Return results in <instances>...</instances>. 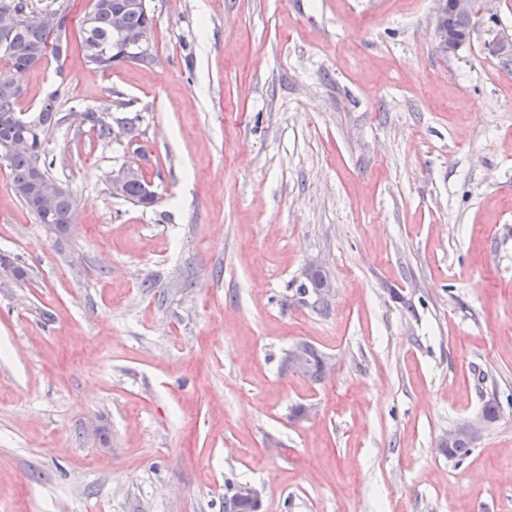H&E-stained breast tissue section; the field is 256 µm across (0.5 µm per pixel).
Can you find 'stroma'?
I'll list each match as a JSON object with an SVG mask.
<instances>
[{
  "instance_id": "stroma-1",
  "label": "stroma",
  "mask_w": 512,
  "mask_h": 512,
  "mask_svg": "<svg viewBox=\"0 0 512 512\" xmlns=\"http://www.w3.org/2000/svg\"><path fill=\"white\" fill-rule=\"evenodd\" d=\"M149 4L152 64L73 38L17 77L21 111L59 95L77 211L37 223L0 163V256L28 271L0 273V512H224L236 483L260 512H512V69L485 47L512 0L452 58L435 0ZM130 164L154 206L110 194ZM303 346V357L300 360V369L313 381L321 380L326 372L327 362L322 354L314 347ZM459 434H467L470 437L467 435H460L455 441ZM478 434V423L464 421L456 427L449 429L441 436L439 442L442 448L439 449L441 452H446V450L452 446L449 450L448 459L457 460L460 462L463 458L469 456L472 453L475 439L477 438ZM453 442L454 444L452 445Z\"/></svg>"
}]
</instances>
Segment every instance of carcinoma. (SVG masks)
I'll list each match as a JSON object with an SVG mask.
<instances>
[{
    "instance_id": "cac0c4a2",
    "label": "carcinoma",
    "mask_w": 512,
    "mask_h": 512,
    "mask_svg": "<svg viewBox=\"0 0 512 512\" xmlns=\"http://www.w3.org/2000/svg\"><path fill=\"white\" fill-rule=\"evenodd\" d=\"M10 10L25 15L12 35V48L0 50V61L10 63L16 72L27 70L51 56L55 60L63 54L50 50L59 34H53L41 27L38 18L45 13L57 14L65 20L70 14V6L63 3L55 7L39 9L32 0H0V12ZM153 14L135 0H94L89 11L84 14L80 25V45L88 61L102 70H110L124 62L137 61L149 64L153 57H138L128 52L127 40L130 36L142 32H152ZM20 90L11 84H0V144H10L28 138L24 126L14 120L17 115V101ZM40 127L39 138L29 142V146L11 153L7 158V169L15 194L25 208L40 224L48 226L57 233H64L73 223L76 213V200L68 190L61 192L53 201L52 207L41 205L40 198L33 193L37 179L52 181L48 168L46 142L49 133L60 126L65 117L57 107L39 109L34 113ZM90 129L96 132L98 139L110 138L108 125L102 122L94 112L83 113ZM146 181L139 170L132 171V177L122 189V198L137 206H150L155 203L147 199L144 193ZM327 362L314 347L303 346L300 369L313 381L322 379ZM475 439L461 435L449 450L448 459L460 461L469 456Z\"/></svg>"
}]
</instances>
